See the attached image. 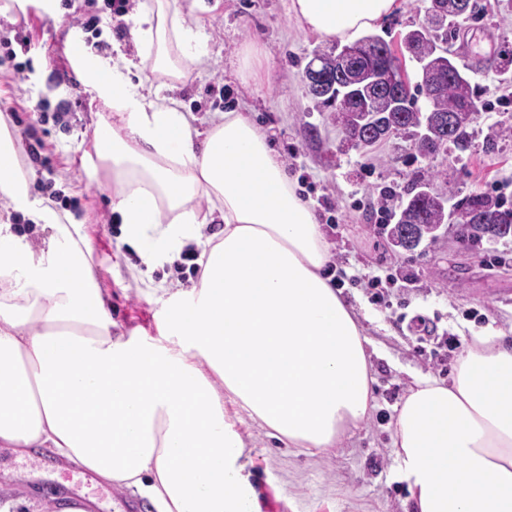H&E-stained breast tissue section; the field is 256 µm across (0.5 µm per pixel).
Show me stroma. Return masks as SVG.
<instances>
[{"label": "stroma", "mask_w": 512, "mask_h": 512, "mask_svg": "<svg viewBox=\"0 0 512 512\" xmlns=\"http://www.w3.org/2000/svg\"><path fill=\"white\" fill-rule=\"evenodd\" d=\"M151 2L129 0L126 14L102 18L98 37L75 21L87 12V0L54 10L46 0H28L25 11L0 16V114L19 145L23 171L32 175L31 201L48 204L62 223L81 225L113 333L157 339L168 291L192 287L197 278L169 263L147 267L126 243L112 211L114 188L94 170L95 131L112 110L94 86L71 77L82 63L135 56L134 17ZM477 4L475 19L462 23L453 48L471 84L487 93L469 148L451 147L436 159L451 164L450 180L433 182L454 203L485 193L488 180H512V86L503 87L499 74L500 65L512 62V0ZM427 5L399 0L375 35L399 50L401 36L423 22ZM198 15L206 64L179 81L156 79L154 89L190 113L198 131L207 129L214 113L237 111L266 134L298 192L312 202L340 290L369 340L373 411L330 452L289 447L248 417L235 416L247 444L256 512H410L411 492L396 468L393 421L418 376L450 378L461 343L488 334L512 343V237L463 242L450 224L438 240L414 250L393 247L381 229L379 193L393 191L388 206L397 210L398 192L425 161L412 157L409 140L401 137L365 150L343 147L331 110L317 105L303 81L309 59L328 51L331 41L302 30L288 0H203ZM22 28L33 35L27 50L16 41ZM254 38L276 77L275 89L255 85L240 63ZM73 41L85 48L82 61L69 54ZM37 103L42 111H34ZM63 104L70 111L60 121ZM35 143L43 146L39 163L29 156ZM375 277L385 292L379 303L368 288ZM422 322L431 333L421 341ZM449 337L458 347L446 346ZM75 484L107 512H156L138 492L54 454L0 447V504H11V512H61Z\"/></svg>", "instance_id": "stroma-1"}]
</instances>
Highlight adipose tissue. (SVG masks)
<instances>
[{
    "label": "adipose tissue",
    "instance_id": "adipose-tissue-1",
    "mask_svg": "<svg viewBox=\"0 0 512 512\" xmlns=\"http://www.w3.org/2000/svg\"><path fill=\"white\" fill-rule=\"evenodd\" d=\"M185 0L136 16L139 60L102 61L112 103L94 149L118 188L112 210L146 265L224 224L200 281L171 293L164 342L113 335L76 224L32 205L19 148L0 117V196L47 230L40 249L0 224V447L40 448L145 495L157 512H255L236 406L289 447H336L373 403L368 340L325 273L312 204L244 114L218 112L205 137L174 104L149 99L143 70L180 77L207 53ZM397 0H290L300 28L350 39ZM414 512H512V346L463 348L452 381L416 379L394 422Z\"/></svg>",
    "mask_w": 512,
    "mask_h": 512
}]
</instances>
